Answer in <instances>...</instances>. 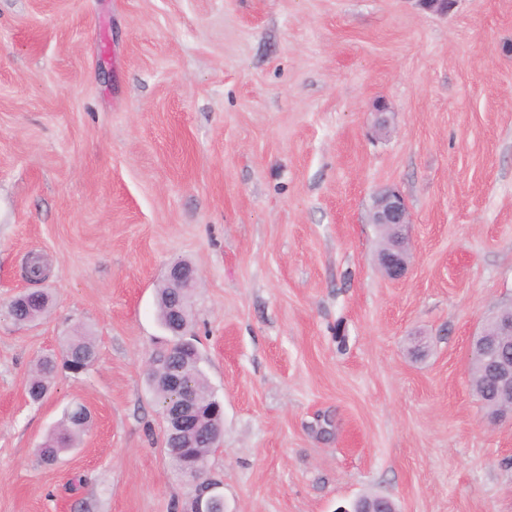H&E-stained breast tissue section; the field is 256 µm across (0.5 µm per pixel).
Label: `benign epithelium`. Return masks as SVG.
Segmentation results:
<instances>
[{
	"mask_svg": "<svg viewBox=\"0 0 512 512\" xmlns=\"http://www.w3.org/2000/svg\"><path fill=\"white\" fill-rule=\"evenodd\" d=\"M384 242L378 251V262L386 277L397 280L403 277L410 258L407 228L410 214L405 198L394 187L378 193L370 213ZM172 335L180 336L186 329V313L181 302L173 309ZM512 309L501 310L490 317L477 336L473 347V361L479 364L493 388V397L501 404L503 414H512ZM184 372L170 371L167 378L169 398L163 406L166 423L165 444L168 448H192L199 431L198 408H208L216 414H223L221 403L214 397L193 396L182 386ZM193 512H225L224 494L221 486L207 482L197 487ZM339 512H400L396 502L388 497L365 494L356 499L351 510Z\"/></svg>",
	"mask_w": 512,
	"mask_h": 512,
	"instance_id": "7a95c632",
	"label": "benign epithelium"
}]
</instances>
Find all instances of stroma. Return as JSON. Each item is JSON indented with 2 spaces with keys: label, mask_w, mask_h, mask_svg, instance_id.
I'll use <instances>...</instances> for the list:
<instances>
[{
  "label": "stroma",
  "mask_w": 512,
  "mask_h": 512,
  "mask_svg": "<svg viewBox=\"0 0 512 512\" xmlns=\"http://www.w3.org/2000/svg\"><path fill=\"white\" fill-rule=\"evenodd\" d=\"M387 185L399 280L369 222ZM178 261L227 512H512V418L469 374L512 305V0H0V512L188 506L147 380ZM36 286L52 309L16 324ZM81 327L93 365L31 402ZM77 403L89 431L43 465ZM370 223L375 224L379 235L385 238L378 251L381 270L389 279H400L408 270L410 258L407 233L410 214L399 190L388 187L376 195ZM58 363L55 358L45 357L38 360L32 378L29 381L27 393L34 401H40L50 392ZM396 502L388 497L365 494L356 499L351 510L340 509L339 512H400Z\"/></svg>",
  "instance_id": "35a3bbf8"
}]
</instances>
